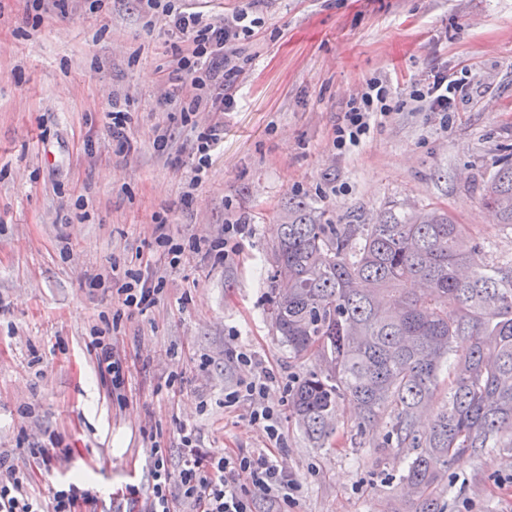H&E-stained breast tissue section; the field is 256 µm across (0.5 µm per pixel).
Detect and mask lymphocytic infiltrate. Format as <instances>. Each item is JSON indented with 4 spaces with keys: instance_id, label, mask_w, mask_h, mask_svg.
Here are the masks:
<instances>
[{
    "instance_id": "1",
    "label": "lymphocytic infiltrate",
    "mask_w": 512,
    "mask_h": 512,
    "mask_svg": "<svg viewBox=\"0 0 512 512\" xmlns=\"http://www.w3.org/2000/svg\"><path fill=\"white\" fill-rule=\"evenodd\" d=\"M147 15L162 16L172 34L179 40L170 65L163 76L172 92L161 104L179 113L182 122H189L197 112H214L231 75L229 64L237 52L239 41L255 36L264 23L257 10L259 0H248L246 6L215 22L204 21L199 12L190 10L184 0H140ZM191 84L190 97H180L176 89ZM473 88L465 78L445 71L436 72L422 89L409 93L411 101L425 104L430 111L448 112L457 100L472 96ZM390 92L382 80L367 81L359 99L353 100L337 125L333 144L347 153L359 147L371 131L381 125L391 111ZM161 290L160 281L141 271L128 270L119 287L125 307L146 311ZM91 345L97 369L109 382L110 392L125 386L122 359L112 349V339L105 331L94 330ZM233 361L242 366L259 368L257 376L237 381L225 388L224 405L231 408L248 402L249 419L265 437L263 447L238 448L217 456L203 451L194 426L182 425L183 459L178 473L167 468L160 448L150 450L153 461L151 491L143 512H255L257 498L272 506L292 504L299 486L278 454L283 441L281 411L266 401L269 387L276 383L273 371L260 369L255 352L242 348L232 352ZM247 477L248 486H241L240 477ZM97 496L83 484L70 482L51 488L48 500L32 496L25 476L0 456V512H83L96 502Z\"/></svg>"
}]
</instances>
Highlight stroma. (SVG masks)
Returning a JSON list of instances; mask_svg holds the SVG:
<instances>
[{
  "label": "stroma",
  "mask_w": 512,
  "mask_h": 512,
  "mask_svg": "<svg viewBox=\"0 0 512 512\" xmlns=\"http://www.w3.org/2000/svg\"><path fill=\"white\" fill-rule=\"evenodd\" d=\"M90 3L66 0L34 28L21 0H0V455L34 495L75 480L110 512L113 492L148 496L151 443L180 467V423L219 456L262 446L248 404L224 405L225 387L253 373L230 362L234 346L278 375L275 405L315 369V355L291 357L270 317L271 246L290 202L305 199L339 224L438 207L488 243L489 259L512 258V231L480 199L512 155V0H266L264 26L238 45L224 138L193 191L195 127L157 106L174 36L163 20L146 21L137 0ZM443 68L478 89L446 116L407 96ZM372 77L399 108L337 155L334 128ZM116 104L132 114L126 154L109 130ZM158 219L186 246L227 224L254 231L220 264L188 252L173 266L155 247L156 303L111 333L128 370L120 405L88 343L121 303L94 278L138 269L136 249ZM335 420L320 448L283 418L282 462L301 485L288 512H407L402 459L357 445L349 401ZM52 444L72 449L69 462L36 459ZM451 471L447 512H512V451L493 448Z\"/></svg>",
  "instance_id": "obj_1"
}]
</instances>
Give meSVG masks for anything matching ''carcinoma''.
<instances>
[{
  "label": "carcinoma",
  "instance_id": "carcinoma-1",
  "mask_svg": "<svg viewBox=\"0 0 512 512\" xmlns=\"http://www.w3.org/2000/svg\"><path fill=\"white\" fill-rule=\"evenodd\" d=\"M483 203L512 230V161L482 185ZM271 319L299 378L290 417L322 446L340 398L359 410L357 434L399 455L415 512H446L448 466L488 448L512 449V259L440 208L335 224L299 201L271 249ZM470 343L449 361L453 345Z\"/></svg>",
  "mask_w": 512,
  "mask_h": 512
}]
</instances>
